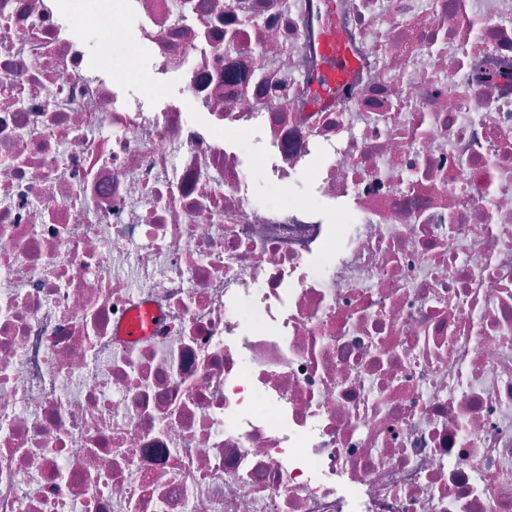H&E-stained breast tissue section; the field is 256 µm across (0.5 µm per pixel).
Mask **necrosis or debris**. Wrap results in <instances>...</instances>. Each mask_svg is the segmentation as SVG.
Instances as JSON below:
<instances>
[{
    "label": "necrosis or debris",
    "mask_w": 512,
    "mask_h": 512,
    "mask_svg": "<svg viewBox=\"0 0 512 512\" xmlns=\"http://www.w3.org/2000/svg\"><path fill=\"white\" fill-rule=\"evenodd\" d=\"M250 2L0 0V512H512V0ZM325 54L330 65L317 77L327 83L336 84L346 76L351 63L342 46V38L334 28H329L325 34ZM86 63L90 72L94 75L103 76L106 79L112 77L113 72L121 73L124 77V83L118 90V93H127L136 88H142L141 77L147 73L150 68V61L144 60L142 67H130L124 56L119 50L109 49L106 55L100 54L97 47L96 35L89 34L85 41ZM183 100L181 82L173 80L170 82L167 93L164 97L150 101L147 106L149 112H163L169 107L179 105Z\"/></svg>",
    "instance_id": "4bbe7bcc"
}]
</instances>
